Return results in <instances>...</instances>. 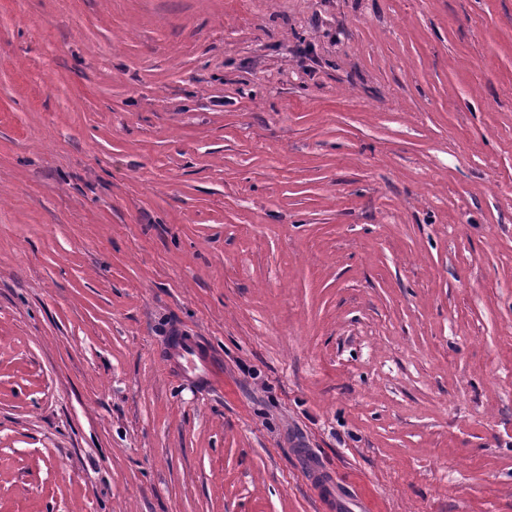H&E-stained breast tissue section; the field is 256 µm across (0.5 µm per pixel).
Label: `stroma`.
Segmentation results:
<instances>
[{"instance_id":"1","label":"stroma","mask_w":512,"mask_h":512,"mask_svg":"<svg viewBox=\"0 0 512 512\" xmlns=\"http://www.w3.org/2000/svg\"><path fill=\"white\" fill-rule=\"evenodd\" d=\"M313 464L512 512V0H0V512H321ZM173 355L180 360L183 374L197 379L203 388L215 383L216 371L213 369L210 358L204 355L192 340L178 343L177 348L170 351L169 358ZM169 358L167 361H170Z\"/></svg>"}]
</instances>
